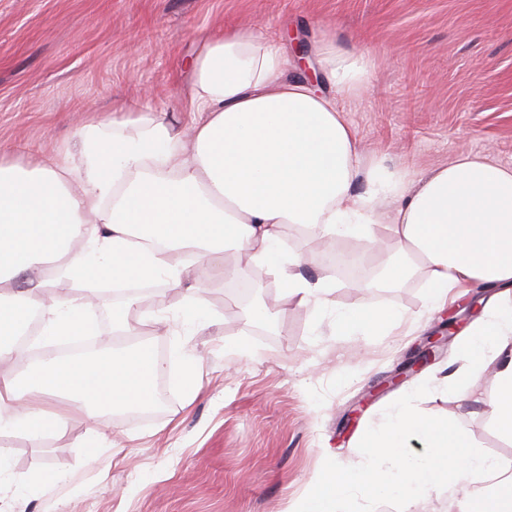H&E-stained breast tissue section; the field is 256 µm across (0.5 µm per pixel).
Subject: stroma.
<instances>
[{"instance_id": "stroma-1", "label": "stroma", "mask_w": 512, "mask_h": 512, "mask_svg": "<svg viewBox=\"0 0 512 512\" xmlns=\"http://www.w3.org/2000/svg\"><path fill=\"white\" fill-rule=\"evenodd\" d=\"M242 25L265 38L297 35L306 52L333 42L374 52L377 66L344 119L365 158L425 173L471 153L512 166V0H0V160L33 165L76 154L87 112L141 105L192 117L191 63L213 37ZM214 277L199 298L220 327L177 321L157 335L152 313L176 312L181 290L158 280L130 326L169 360L201 369L188 400L172 372L137 409L46 395L68 418L41 439L0 431V512H292L324 456L350 463L367 424L423 382L418 410L452 419L481 450L512 461V439L492 426L496 383L473 377L466 397L443 391L466 369L463 334L487 292L447 310L425 288L361 290L337 281L340 308L390 306L414 320L408 335L339 336L325 311L276 295L269 324L253 319ZM455 330L446 331L447 315ZM449 332L434 352L428 336ZM250 351L234 352L236 343ZM418 370H407L409 361ZM106 438L97 460L85 447ZM49 467L55 484L30 482Z\"/></svg>"}]
</instances>
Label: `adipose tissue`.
<instances>
[{
    "label": "adipose tissue",
    "instance_id": "ef3b65f1",
    "mask_svg": "<svg viewBox=\"0 0 512 512\" xmlns=\"http://www.w3.org/2000/svg\"><path fill=\"white\" fill-rule=\"evenodd\" d=\"M316 62L328 92L309 77L287 76L282 42L237 28L215 37L194 62L189 130L142 106L122 120L84 122L77 163L52 158L27 169L0 162V344L26 328L51 271L81 283L163 276L186 290L181 316L208 321L196 285L185 282L186 251L209 277L221 271L225 249L246 250L287 296L333 308V276L302 275L304 259L285 249L282 227L358 243L382 224L395 246L384 287L422 280L435 310L477 285L503 293L469 330L467 373L448 388L463 393L467 375L495 364L494 425L512 438V166L464 154L412 178L381 160L364 161L337 99L360 98L375 61L325 44ZM333 310L345 336H382L404 320L390 307ZM92 321L90 300L52 303L42 308L38 333L74 336ZM165 370L145 343L47 358L0 378V429L38 439L59 427L64 412L37 401L46 393L112 407L150 404Z\"/></svg>",
    "mask_w": 512,
    "mask_h": 512
}]
</instances>
